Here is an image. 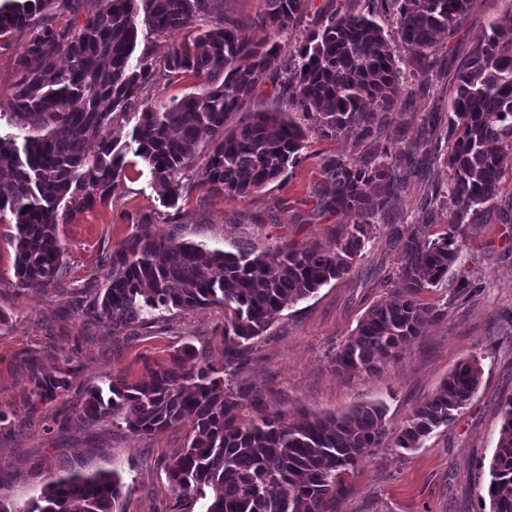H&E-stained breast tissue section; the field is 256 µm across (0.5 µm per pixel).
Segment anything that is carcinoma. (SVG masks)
Here are the masks:
<instances>
[{
    "label": "carcinoma",
    "instance_id": "carcinoma-1",
    "mask_svg": "<svg viewBox=\"0 0 512 512\" xmlns=\"http://www.w3.org/2000/svg\"><path fill=\"white\" fill-rule=\"evenodd\" d=\"M83 23L45 20L53 0H0V37L26 30L8 111L0 121V218L11 216L16 234L14 276L20 290L45 291L64 270L58 237L59 209L88 208L107 198L124 174L131 152L148 168L162 206L174 208L200 187L247 198L295 165L308 134L365 139L408 94L401 59L375 11L328 15L288 57L277 38L294 30L305 0H263L252 24L273 37L255 40L243 24L224 16V0H103ZM395 15L396 35L423 76L428 57L449 35L472 0H370ZM156 37L192 23L196 36L163 62L144 51L132 63L138 18ZM490 34L463 57L453 76L448 111V151L441 160L445 189L426 202L448 210L444 233L433 224H401L393 232L401 262L397 299L370 308L333 358L336 371L377 373L401 358L435 308L420 294L438 286L459 259L462 224L480 220L503 187L504 148L512 151V18L493 21ZM189 74L202 91L167 105L142 99L161 76ZM264 76L288 111L251 109ZM237 112L247 117L227 126ZM135 119L131 141L118 146L106 135L114 115ZM97 142L91 155L87 146ZM204 166L191 172L200 146ZM417 148L373 141L360 161L330 158L322 173L330 184L319 206L358 222L334 243L297 249H212L159 231L147 217L112 251L106 287L97 292L96 319L112 334L204 306H224L225 367L187 346L137 382L108 380L76 403L78 416L137 436H153L189 420L192 438L166 463L173 493L188 512H327L343 476L356 470L368 448L391 443L412 451L453 421L482 381L478 359L459 362L427 401L396 432L381 404L339 417L302 414L289 419L263 411L258 390L230 384L226 367L246 359L281 312L348 274L371 240L399 183L417 165ZM32 393L51 400L69 388L68 372L31 376ZM251 406L255 415L240 416ZM489 512H512V400L502 411L496 448L488 464ZM129 490L117 471L48 474L41 494L18 505L0 500V512H122Z\"/></svg>",
    "mask_w": 512,
    "mask_h": 512
}]
</instances>
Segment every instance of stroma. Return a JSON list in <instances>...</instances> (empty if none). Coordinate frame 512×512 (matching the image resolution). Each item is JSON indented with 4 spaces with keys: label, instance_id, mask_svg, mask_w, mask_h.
I'll return each instance as SVG.
<instances>
[{
    "label": "stroma",
    "instance_id": "35a3bbf8",
    "mask_svg": "<svg viewBox=\"0 0 512 512\" xmlns=\"http://www.w3.org/2000/svg\"><path fill=\"white\" fill-rule=\"evenodd\" d=\"M366 8V0H307L299 25L280 43L292 50L325 16ZM510 16L512 0H474L454 33L433 52L426 78L415 79L413 70L404 68L403 79L413 92L390 112L379 135L402 147L419 144L429 161L400 187L392 222L375 230L349 274L284 310L233 377L234 384L260 391L269 412L289 418L338 416L380 403L388 429L395 431L456 364L479 360L481 386L456 418L417 450L369 449L358 472L344 476L330 512H484L478 465L490 459L502 408L512 399V223L500 221L501 215H512V175L485 223L459 226L466 248L447 282L422 292L437 314L406 345L401 359L372 375L336 372L332 359L365 312L392 296L400 262L392 224H422L430 218L422 203L445 181L439 158L447 150L455 67L489 34L492 21ZM301 154L296 167L249 198L194 191L180 203L183 238L227 251L333 243L355 218L318 209L326 189L322 165L331 157L361 158L364 148L347 137L312 135ZM125 162V174L108 202L60 219L65 271L54 288L37 292L14 286V228L11 222L0 223V410L11 416L0 424V498L21 503L40 495L45 476L32 465L43 461L54 471L69 466L89 474L117 470L131 487L125 512H176L164 465L189 442L190 423L142 437L106 422H85L74 409L86 388L110 377L142 379L187 344L216 366L224 364L222 306L169 314L122 335L112 334L90 314L94 291L104 287L110 270L107 256L142 216L163 211L140 158L130 154ZM430 219L443 225L448 214L439 211ZM462 276L473 283L464 295L454 288ZM64 365L71 373L69 390L28 412L32 373Z\"/></svg>",
    "mask_w": 512,
    "mask_h": 512
}]
</instances>
